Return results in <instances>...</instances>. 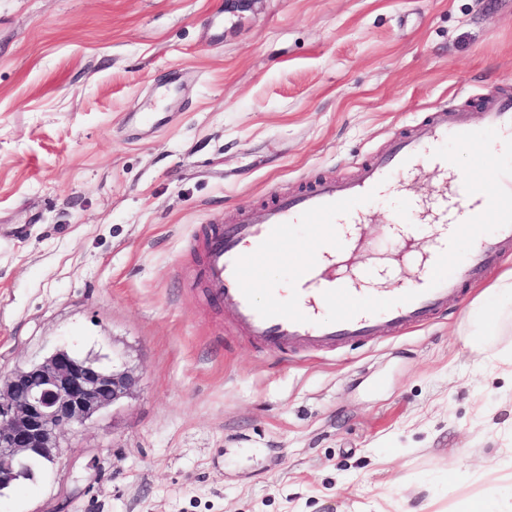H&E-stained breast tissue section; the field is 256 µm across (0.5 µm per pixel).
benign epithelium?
Masks as SVG:
<instances>
[{
	"label": "benign epithelium",
	"instance_id": "7a95c632",
	"mask_svg": "<svg viewBox=\"0 0 512 512\" xmlns=\"http://www.w3.org/2000/svg\"><path fill=\"white\" fill-rule=\"evenodd\" d=\"M138 376L125 365H104L58 349L41 363L0 372V491L35 460L52 466L63 438L133 394Z\"/></svg>",
	"mask_w": 512,
	"mask_h": 512
}]
</instances>
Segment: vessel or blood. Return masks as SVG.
<instances>
[{
  "label": "vessel or blood",
  "mask_w": 512,
  "mask_h": 512,
  "mask_svg": "<svg viewBox=\"0 0 512 512\" xmlns=\"http://www.w3.org/2000/svg\"><path fill=\"white\" fill-rule=\"evenodd\" d=\"M449 142L474 150L470 170H457L439 153ZM511 142L512 95L488 98L477 125L454 108L434 113L416 133L394 139L355 177L316 180L208 236L202 272L211 295L240 334L270 351H333L367 340L383 325L398 332L421 325L447 308L449 296L463 284L486 277L512 250V167L497 162L501 147ZM427 168L438 174L434 195L392 218L401 229L431 226L421 267L399 293L355 297V275L324 266L341 239L340 225L367 223L369 201L390 189L394 176ZM298 224L310 225L307 237H293ZM283 259L296 271L293 296L283 298L271 288L266 304H258V270ZM327 309L335 318H324Z\"/></svg>",
  "instance_id": "vessel-or-blood-1"
}]
</instances>
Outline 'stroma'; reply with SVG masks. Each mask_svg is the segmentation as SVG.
Instances as JSON below:
<instances>
[{
	"label": "stroma",
	"mask_w": 512,
	"mask_h": 512,
	"mask_svg": "<svg viewBox=\"0 0 512 512\" xmlns=\"http://www.w3.org/2000/svg\"><path fill=\"white\" fill-rule=\"evenodd\" d=\"M0 0V371L120 358L132 396L0 512H512V257L332 353L235 332L208 226L512 94V0ZM436 175L368 205L349 266Z\"/></svg>",
	"instance_id": "obj_1"
}]
</instances>
